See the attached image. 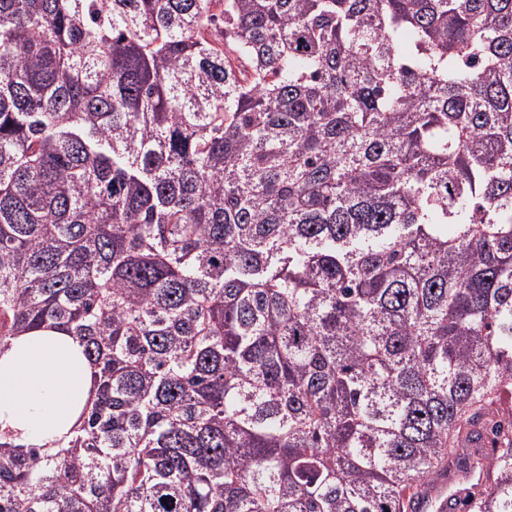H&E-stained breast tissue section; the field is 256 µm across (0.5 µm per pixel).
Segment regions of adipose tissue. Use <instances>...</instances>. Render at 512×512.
Segmentation results:
<instances>
[{"label":"adipose tissue","instance_id":"adipose-tissue-1","mask_svg":"<svg viewBox=\"0 0 512 512\" xmlns=\"http://www.w3.org/2000/svg\"><path fill=\"white\" fill-rule=\"evenodd\" d=\"M95 380L76 337L49 329L14 337L0 348V432L54 452L71 438Z\"/></svg>","mask_w":512,"mask_h":512}]
</instances>
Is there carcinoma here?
Returning a JSON list of instances; mask_svg holds the SVG:
<instances>
[{
    "label": "carcinoma",
    "mask_w": 512,
    "mask_h": 512,
    "mask_svg": "<svg viewBox=\"0 0 512 512\" xmlns=\"http://www.w3.org/2000/svg\"><path fill=\"white\" fill-rule=\"evenodd\" d=\"M38 328L96 389L0 512H512V0H0Z\"/></svg>",
    "instance_id": "1"
}]
</instances>
